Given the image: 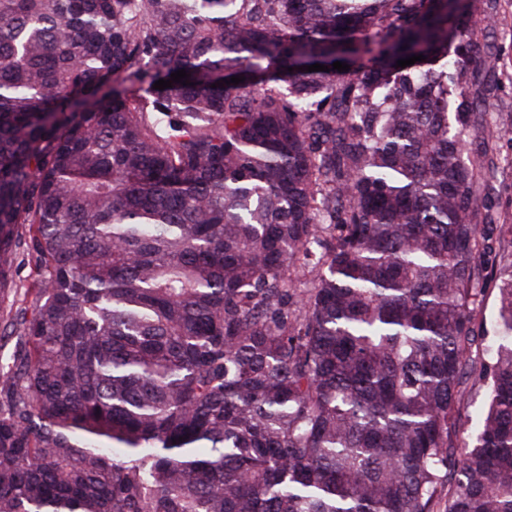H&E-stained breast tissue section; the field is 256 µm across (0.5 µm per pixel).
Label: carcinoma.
I'll list each match as a JSON object with an SVG mask.
<instances>
[{
    "instance_id": "1",
    "label": "carcinoma",
    "mask_w": 512,
    "mask_h": 512,
    "mask_svg": "<svg viewBox=\"0 0 512 512\" xmlns=\"http://www.w3.org/2000/svg\"><path fill=\"white\" fill-rule=\"evenodd\" d=\"M493 18L0 0V293L38 262L0 512H512V261L483 349L473 315ZM466 392V400L460 406V412L463 417L469 415L473 421L479 415L485 393V387L479 381L477 375L467 377L462 386Z\"/></svg>"
}]
</instances>
